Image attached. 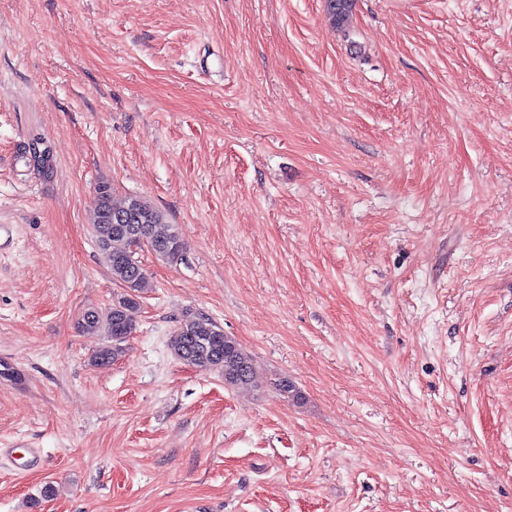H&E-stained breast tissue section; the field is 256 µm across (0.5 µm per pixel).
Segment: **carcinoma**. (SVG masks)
<instances>
[{"instance_id":"obj_1","label":"carcinoma","mask_w":512,"mask_h":512,"mask_svg":"<svg viewBox=\"0 0 512 512\" xmlns=\"http://www.w3.org/2000/svg\"><path fill=\"white\" fill-rule=\"evenodd\" d=\"M352 0H326L328 19L343 29L350 20ZM102 193L94 198L95 221L92 236L98 248L110 263L112 279L123 290L112 303L102 308H89L78 319V328L88 334L102 335L106 343L95 352L92 362L105 364L116 360L126 351L129 337L136 329L139 299L153 290L154 284L143 267L136 275L114 262V256L127 249L134 239H146L152 243L151 251L157 256L175 262L182 259L186 243L180 234L171 230L158 234L155 229L167 223L166 214L149 201L130 196L123 203L112 202V186L100 182ZM129 210L135 219L129 224H112L109 212ZM169 347L181 362L201 371L217 372L224 377L230 388L247 390L254 386L255 370L249 356L239 343L208 317L187 311L171 335Z\"/></svg>"}]
</instances>
